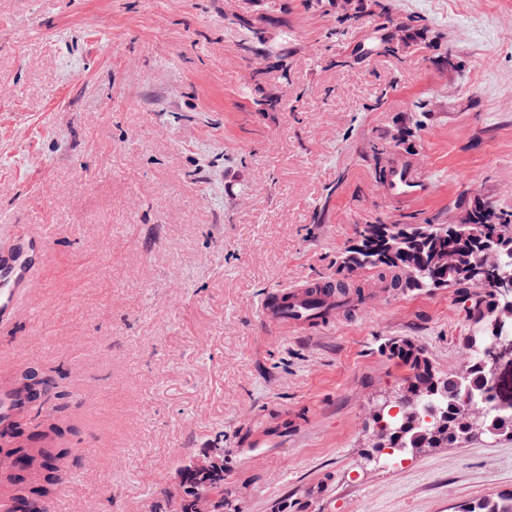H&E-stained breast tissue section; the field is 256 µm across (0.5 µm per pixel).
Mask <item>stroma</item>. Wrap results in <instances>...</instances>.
<instances>
[{"instance_id": "stroma-1", "label": "stroma", "mask_w": 512, "mask_h": 512, "mask_svg": "<svg viewBox=\"0 0 512 512\" xmlns=\"http://www.w3.org/2000/svg\"><path fill=\"white\" fill-rule=\"evenodd\" d=\"M372 2L0 0V226L45 239L0 367L66 393L54 512H150L219 445L239 512L512 492V436L367 458V402L406 372L389 340L462 364L456 289L377 288L315 333L262 316L274 289L337 281L362 225L452 224L477 198L512 212V0H391L412 27L396 53L364 50L387 25ZM242 16L288 29V59L248 52ZM405 132L429 179L410 203L367 155Z\"/></svg>"}]
</instances>
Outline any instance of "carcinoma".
Returning <instances> with one entry per match:
<instances>
[{"mask_svg":"<svg viewBox=\"0 0 512 512\" xmlns=\"http://www.w3.org/2000/svg\"><path fill=\"white\" fill-rule=\"evenodd\" d=\"M495 208L491 201L482 200L468 210V224H392L389 238L360 242V247L345 250L341 268L352 278L359 273L373 274L383 288H413L429 290L440 286L454 288L466 304L469 313V332L465 336L466 374L458 377L433 365L424 349L410 339H393L387 346L388 355L407 368L399 391L411 389L420 382L431 383V395L424 402L396 416L389 415L390 406L380 407V421L400 429L395 438V453L412 455L431 448H448L472 439L474 427L469 422L465 400L484 405L489 398L487 383L489 366L484 360L486 344L491 339L488 318L500 315L506 301L487 291L475 300L465 278L430 267L429 257L437 249L449 245L461 251V263L466 264L490 237H497L506 248L512 247V214L498 212V223L485 224V209ZM40 390L44 398L61 399L56 379L44 372ZM483 428L512 433V407L497 405L484 411ZM75 433L67 417L37 433L22 434L5 439L4 444L20 449L18 466L20 479L0 485V500H8L29 512H47V506L57 494L66 462L67 439ZM218 458L212 474L202 479L187 475L188 490L177 500L156 501L151 512H193L194 495L201 491L217 494L214 512H232L234 505L224 495V449L213 448ZM456 512H512V493L484 499L474 505L459 506Z\"/></svg>","mask_w":512,"mask_h":512,"instance_id":"carcinoma-1","label":"carcinoma"}]
</instances>
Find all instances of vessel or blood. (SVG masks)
Masks as SVG:
<instances>
[{
  "mask_svg": "<svg viewBox=\"0 0 512 512\" xmlns=\"http://www.w3.org/2000/svg\"><path fill=\"white\" fill-rule=\"evenodd\" d=\"M428 189L425 175L414 169L399 171L394 193L401 202L408 203ZM39 250L37 236L25 237L13 246L0 248V321L16 317L34 272V256ZM335 295L325 296L323 303H315L306 287L293 285L270 292L262 302L263 315L272 326L318 331L334 321L331 311ZM19 397L8 377H0V427L14 419Z\"/></svg>",
  "mask_w": 512,
  "mask_h": 512,
  "instance_id": "obj_1",
  "label": "vessel or blood"
}]
</instances>
